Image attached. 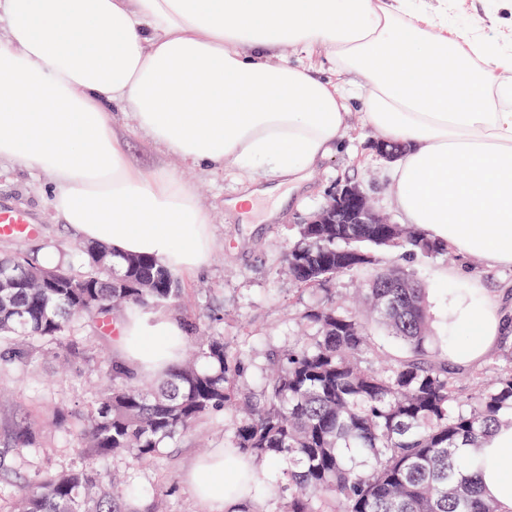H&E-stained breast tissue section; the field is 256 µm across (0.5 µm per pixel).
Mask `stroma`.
Returning a JSON list of instances; mask_svg holds the SVG:
<instances>
[{
	"mask_svg": "<svg viewBox=\"0 0 512 512\" xmlns=\"http://www.w3.org/2000/svg\"><path fill=\"white\" fill-rule=\"evenodd\" d=\"M448 21L468 30L481 27L489 35L512 39V0H455ZM113 118L124 131L130 161L140 167H166L176 171L191 186L200 205L211 217L213 250L206 265L192 273L179 274L183 291L179 305L169 307L178 320L196 321L201 330L224 337L248 358V369L240 378L244 392L258 390L267 366V355L287 349L297 339L310 335L299 315L319 302L350 301L364 276L344 274L327 282L325 290L305 289L283 273V259L296 241L298 227L328 202L340 184L351 181L367 193L374 208L392 223L404 218L394 205L396 192L391 178L393 162L379 157L373 144L380 133L361 112H354L341 147L331 150L314 171L307 186L291 195L283 207L282 221H266L273 201H265L249 219L230 210L226 202L249 185L246 171L189 169L172 156L153 147L134 128L131 113L117 112ZM48 178L39 172L0 161V210L20 211L34 228L25 238L0 236V254L13 255L48 247L71 258L78 235L57 219L46 192ZM384 262H398L423 284L430 311L435 317L434 342L447 349L448 293L469 290L468 280L448 281L456 255L434 258L405 256L384 251ZM78 351L66 346L37 348L26 364L0 367V437L20 421L31 423L40 433L39 448L13 459L18 478L34 480L62 474L82 464L91 451L79 447L74 431L61 428L53 418L55 408L85 412L108 380L115 358L112 336L100 323L90 321L78 328ZM232 416L214 414L199 422L161 451L152 463L132 464L124 456L101 457L98 470L106 476L119 474L137 491L136 512H147L153 498L162 496L166 512H205L189 492L187 473L196 461L227 446L226 425Z\"/></svg>",
	"mask_w": 512,
	"mask_h": 512,
	"instance_id": "1",
	"label": "stroma"
}]
</instances>
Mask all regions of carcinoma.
<instances>
[{
  "mask_svg": "<svg viewBox=\"0 0 512 512\" xmlns=\"http://www.w3.org/2000/svg\"><path fill=\"white\" fill-rule=\"evenodd\" d=\"M284 258L298 285L319 287L367 272L366 319L323 302L299 317L316 329L308 343L268 355L271 374L227 426L229 447L280 465L277 479L252 474L254 489L277 512H497L460 452L488 430L512 424V336L503 364L469 393L462 371L433 347L425 289L376 248L435 257L448 252L411 224H302ZM81 268L52 267L27 255L0 256V363L23 364L36 342L57 343L75 324L112 313L175 305L174 273L145 255L120 256L103 245L80 250ZM400 345L384 369L373 327ZM247 360L219 335L201 339L196 360L177 365L158 389L117 363L80 431L101 456L126 454L142 464L215 412L235 408ZM38 432L15 425L14 449H33ZM133 490L107 483L91 463L36 480L18 512H129Z\"/></svg>",
  "mask_w": 512,
  "mask_h": 512,
  "instance_id": "cac0c4a2",
  "label": "carcinoma"
}]
</instances>
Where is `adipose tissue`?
<instances>
[{"label":"adipose tissue","instance_id":"ef3b65f1","mask_svg":"<svg viewBox=\"0 0 512 512\" xmlns=\"http://www.w3.org/2000/svg\"><path fill=\"white\" fill-rule=\"evenodd\" d=\"M298 49L309 59L291 65ZM328 54L334 74L312 61ZM403 155L392 170L407 223L458 256L512 268V46L448 22V0H0V159L41 171L57 218L119 254L174 271L202 267L209 218L173 172L134 166L113 112H132L154 145L200 168L267 171L231 200L249 214L277 186L302 189L340 143L349 103ZM498 296L448 299L480 364L505 334ZM119 363L141 377L179 360L170 316L127 312ZM485 495L512 512V425L475 455ZM223 451L187 476L206 512H244Z\"/></svg>","mask_w":512,"mask_h":512}]
</instances>
